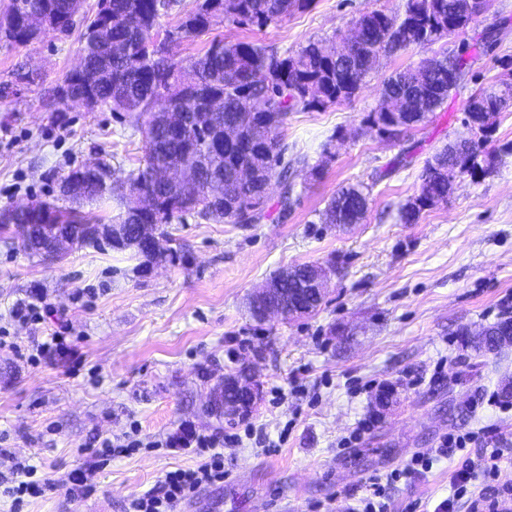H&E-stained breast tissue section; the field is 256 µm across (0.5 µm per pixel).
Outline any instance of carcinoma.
<instances>
[{
    "instance_id": "carcinoma-1",
    "label": "carcinoma",
    "mask_w": 512,
    "mask_h": 512,
    "mask_svg": "<svg viewBox=\"0 0 512 512\" xmlns=\"http://www.w3.org/2000/svg\"><path fill=\"white\" fill-rule=\"evenodd\" d=\"M459 0H406L401 14L373 9L355 25L365 32L361 43L350 34L333 40L311 41L291 56L252 41L215 40L200 57L183 61L171 44L211 29L222 18L238 25L267 26L310 9L314 0H197L193 11L166 33L157 47V27L172 0H98L95 12L84 17L82 56L84 70L67 74L62 84L71 88L67 98L54 94L45 108L62 105L89 110L106 107L113 112L138 113L144 157L124 177L114 179L103 164L104 179L85 187L80 199L116 198L123 211L117 221L126 227L123 250L148 262L169 252L172 241L167 224L182 215L229 224H257L262 218L267 183L279 175L281 206L293 204L294 187L288 171L300 158H288L281 132L288 115L299 110L327 109L358 93L373 70L371 55L387 56L408 48L425 47L466 28L471 16L458 9ZM47 13L56 17L62 33L74 26L73 0H8L0 15V38L26 44L35 39L21 25L25 16ZM467 52L427 58L415 69L395 72L383 83L382 100L399 99L415 127L448 100V68L464 75ZM488 115L479 136L468 143L446 146L427 164L420 194L433 197L432 206L448 201L456 178L475 169L495 117L512 104V68L508 76L478 89ZM250 167L257 177L240 182V170ZM190 184L196 196L185 200L181 185ZM349 206L347 223L359 224L367 211L364 187H341L323 212V223H336L339 202ZM29 225L22 238L7 224L0 230L28 253H42V224H65L79 245L112 246V226H91L83 212L50 202L35 203L18 216ZM512 330L504 317L479 334H466L478 353L494 352L493 339L502 329Z\"/></svg>"
}]
</instances>
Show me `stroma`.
Segmentation results:
<instances>
[{
    "label": "stroma",
    "mask_w": 512,
    "mask_h": 512,
    "mask_svg": "<svg viewBox=\"0 0 512 512\" xmlns=\"http://www.w3.org/2000/svg\"><path fill=\"white\" fill-rule=\"evenodd\" d=\"M405 0H315L313 7L264 28L217 22L184 38L180 57L212 41L249 40L295 54L308 42L346 32L364 12L401 11ZM496 32L493 51L481 43ZM469 49V72L443 110L400 138L371 130L384 80L428 57ZM81 59L79 32H45L28 45L0 39V209L57 201L73 167L99 159L116 176L138 167L144 141L137 115L83 107L51 112L44 101ZM512 59V0H490L463 33L381 58L351 100L290 113L283 131L295 167L294 203L278 205L271 186L258 224L173 219L181 259L139 272L130 252L77 245L50 263L0 239V330L17 343L52 333L54 318L14 321L11 304L32 290L66 312L78 358L37 364L0 350V475L29 458L59 477L91 463L106 438L137 432L143 446L113 458L80 501L50 491L22 512H125L130 499L167 471L193 465L155 442L188 422L197 431L231 429L205 413L219 378L248 367L262 395L245 423L281 447L246 439L224 449L223 484L202 488L179 512H352L370 479L438 448L449 433L473 432L479 447L512 448V407L490 404L512 349L475 357L461 332L512 316V107L495 118L478 163L456 179L446 203L404 224L400 209L418 195L428 160L469 138L465 105ZM320 167L312 176V167ZM368 188L359 224H325L321 213L348 184ZM302 263L330 267L325 301L297 319L252 320L246 301L277 271ZM442 379H435V372ZM422 385H413L414 377ZM371 428L348 437L362 419ZM452 461L388 490L393 512L448 496Z\"/></svg>",
    "instance_id": "1"
}]
</instances>
